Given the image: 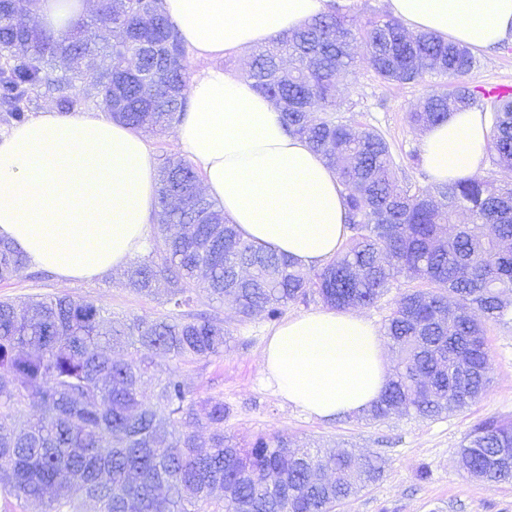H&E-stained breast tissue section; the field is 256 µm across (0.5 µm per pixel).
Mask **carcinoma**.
<instances>
[{"instance_id": "1", "label": "carcinoma", "mask_w": 512, "mask_h": 512, "mask_svg": "<svg viewBox=\"0 0 512 512\" xmlns=\"http://www.w3.org/2000/svg\"><path fill=\"white\" fill-rule=\"evenodd\" d=\"M33 0H0V112L10 124L29 119L28 102L48 93L62 112L88 101L112 119L150 133L172 128L188 112L185 40L162 12L161 0H98L60 35L25 22ZM360 39L382 83L422 84L441 75L409 113L426 128L453 111L490 115L488 157L493 178L400 186L389 142L368 129L355 132L339 115L336 75L351 67L350 43ZM159 49L144 56L139 45ZM99 58V73L79 98L77 59ZM288 65H283V56ZM63 72L57 73V65ZM472 51L439 36H410L393 17H374L353 30L339 6L303 27L276 35L253 57L245 77L277 103L288 132L305 139L345 188L349 239L319 270L256 247L200 187L193 166L161 155L158 231L146 254L126 273V286L160 296L176 315L154 320L117 317L86 299L35 298L21 307L0 302V494L18 500L50 496L51 512H78L90 500L99 512H336L384 473L380 455L329 456L293 448L283 435L240 443L224 434L228 408L220 396H194L156 358L195 362L224 352L229 336L215 315L194 311L203 291L228 301L245 318L278 319L288 304L317 298L334 309L376 304L403 277L417 281L402 293L384 327L402 361L373 422L401 414L436 419L459 411L488 390L486 323L512 315V96L463 81L477 66ZM149 80L155 93L141 94ZM335 148L326 149V142ZM206 203L209 223L169 208L171 193ZM458 211L468 222L451 224ZM25 256L0 240V280L19 276ZM125 340L133 352L112 356ZM156 382L147 407L141 387ZM499 448H512V421L486 419L460 443L464 469L476 479L512 482V467L489 470Z\"/></svg>"}]
</instances>
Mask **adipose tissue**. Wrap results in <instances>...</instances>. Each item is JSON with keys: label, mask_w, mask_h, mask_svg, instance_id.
<instances>
[{"label": "adipose tissue", "mask_w": 512, "mask_h": 512, "mask_svg": "<svg viewBox=\"0 0 512 512\" xmlns=\"http://www.w3.org/2000/svg\"><path fill=\"white\" fill-rule=\"evenodd\" d=\"M409 32L490 49L512 40V0H388ZM330 0H163L188 52L191 107L176 150L199 169L206 195L245 239L320 268L346 238L344 188L278 107L219 62L326 12ZM88 0H35L61 34ZM490 129L474 109L425 130L423 165L438 182L477 176ZM158 172L144 137L94 111L44 109L0 137V237L59 281L121 269L148 244ZM262 372L292 406L320 419L358 414L381 397L389 367L380 331L363 316L319 308L285 320L262 351Z\"/></svg>", "instance_id": "1"}]
</instances>
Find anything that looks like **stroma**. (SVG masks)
<instances>
[{
    "label": "stroma",
    "mask_w": 512,
    "mask_h": 512,
    "mask_svg": "<svg viewBox=\"0 0 512 512\" xmlns=\"http://www.w3.org/2000/svg\"><path fill=\"white\" fill-rule=\"evenodd\" d=\"M352 74L338 79L339 99L352 102L345 119L353 130H381L400 168V179L430 186L427 173L413 156L420 132L408 116L426 88L375 81L362 42H353ZM479 65L467 76L469 85L512 86V45L478 53ZM70 295L93 301L119 316L149 320L168 314L163 301L135 293L124 285L122 271L105 272L91 282L61 285L43 270L28 268L19 277L0 281V301L20 303L36 297ZM199 309L219 316L231 339L223 354L195 363L158 358L161 371L174 370L197 397L221 396L230 408L226 435L240 441L257 433L283 434L294 443L352 448L377 453L388 466L381 480L343 503L338 512H512V482L488 483L470 477L458 462V446L479 421L512 418V321L488 327L492 385L479 400L460 412L435 420L393 416L369 422L358 415L319 419L284 401L260 371L262 351L274 322L257 315L240 317L225 304L200 299ZM428 470L420 479V470Z\"/></svg>",
    "instance_id": "35a3bbf8"
}]
</instances>
